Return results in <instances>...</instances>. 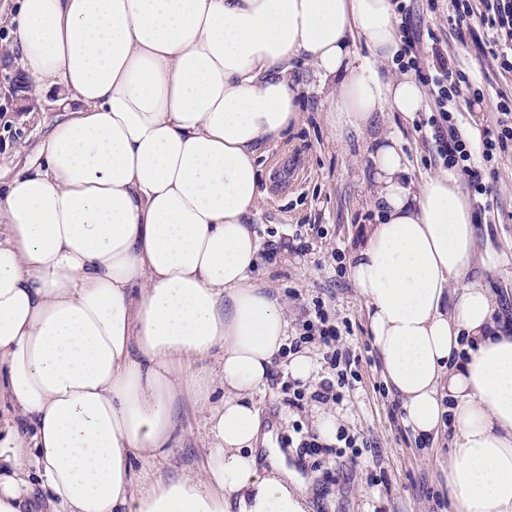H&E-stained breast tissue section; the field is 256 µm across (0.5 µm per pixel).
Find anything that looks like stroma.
I'll return each mask as SVG.
<instances>
[{"label": "stroma", "mask_w": 512, "mask_h": 512, "mask_svg": "<svg viewBox=\"0 0 512 512\" xmlns=\"http://www.w3.org/2000/svg\"><path fill=\"white\" fill-rule=\"evenodd\" d=\"M18 66L0 56V182H7L34 157L38 145L64 114L54 94H44L31 106ZM302 121L283 141L269 145L258 160L262 186H269L274 157L296 162L303 177L288 192L264 194L253 222L262 252L276 250L274 261H261L257 277L277 290L287 304L288 333L296 335L303 310L311 299L323 297L346 344L358 362V379L342 404L332 406L340 426L363 439L361 462L337 468L333 459L302 458L289 447L294 426L312 430L317 403L302 409L288 405L281 387L290 377L288 359H280L254 402L262 425L270 426L269 442H257V452L275 445L290 475L307 484L309 512H451L448 489L450 434L421 442L402 424L400 410L384 384L373 348L363 300L346 274L337 270V256H350L362 231L375 223L368 202L365 163L370 136L338 140L329 122L324 97L310 94L300 103ZM415 120L385 110L381 132L396 137L415 168L417 178L441 173L433 141L423 140ZM499 176L493 195L496 217L476 224L478 254L493 252L492 269L476 266L495 297L501 316L512 319V155L497 159ZM178 433L172 457L146 458L136 468L143 484L199 466L208 446L204 412L188 389L176 399Z\"/></svg>", "instance_id": "1"}]
</instances>
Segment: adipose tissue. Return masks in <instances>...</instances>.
<instances>
[{
	"instance_id": "adipose-tissue-1",
	"label": "adipose tissue",
	"mask_w": 512,
	"mask_h": 512,
	"mask_svg": "<svg viewBox=\"0 0 512 512\" xmlns=\"http://www.w3.org/2000/svg\"><path fill=\"white\" fill-rule=\"evenodd\" d=\"M10 25L0 52L67 115L0 186V512H307L253 449L288 338L251 278L257 158L301 119L303 65L338 134L423 109L412 76L376 70L399 52L392 0H19ZM369 158L378 221L348 272L386 384L416 436L450 426L453 512H512V327L473 274L474 215L394 137ZM180 385L204 466L138 488Z\"/></svg>"
}]
</instances>
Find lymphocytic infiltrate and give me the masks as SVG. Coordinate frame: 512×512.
Here are the masks:
<instances>
[{
	"label": "lymphocytic infiltrate",
	"mask_w": 512,
	"mask_h": 512,
	"mask_svg": "<svg viewBox=\"0 0 512 512\" xmlns=\"http://www.w3.org/2000/svg\"><path fill=\"white\" fill-rule=\"evenodd\" d=\"M395 6L403 38L398 65L421 78L432 100L429 116L419 120L416 130L434 141L435 152L448 171L465 175L470 200L480 213H489L494 209L492 192L497 177L493 163L512 153V0H450L448 23L454 39L462 44L473 41L499 83L491 99L494 124L476 137L459 129L455 114L462 94L480 102L486 98L485 87L471 79L431 27L414 22L412 0H396ZM304 315L301 332L290 341V350L318 343L334 374L322 377L312 392L294 389L288 403L298 408L308 398L324 406L341 404L356 380L351 371L356 358L341 347V332L322 297L313 298Z\"/></svg>",
	"instance_id": "obj_1"
}]
</instances>
